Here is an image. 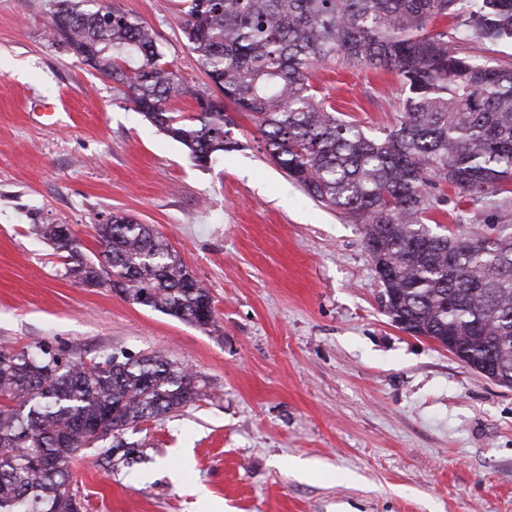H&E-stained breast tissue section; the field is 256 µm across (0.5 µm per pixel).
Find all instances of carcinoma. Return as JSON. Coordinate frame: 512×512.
Masks as SVG:
<instances>
[{
  "instance_id": "carcinoma-1",
  "label": "carcinoma",
  "mask_w": 512,
  "mask_h": 512,
  "mask_svg": "<svg viewBox=\"0 0 512 512\" xmlns=\"http://www.w3.org/2000/svg\"><path fill=\"white\" fill-rule=\"evenodd\" d=\"M49 32L88 49L87 65L126 89L151 124L204 167L230 149L221 102L186 85L155 32L114 8L48 0ZM181 31L224 103L248 113L270 160L322 205L364 224L389 271L391 321L512 388V225L471 237L422 223L442 185L472 205L512 181V63L464 53L512 44V0H183ZM446 20L436 31L430 24ZM394 71L405 87L398 124L369 134L316 95L323 65ZM192 98L197 114L169 109ZM35 234L65 277L199 327L215 324L209 290L150 225L122 213L97 225L98 257L61 224ZM206 395V382L166 355L107 353L85 361L38 345L0 344V512H82L70 464Z\"/></svg>"
}]
</instances>
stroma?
Here are the masks:
<instances>
[{"label": "stroma", "instance_id": "1", "mask_svg": "<svg viewBox=\"0 0 512 512\" xmlns=\"http://www.w3.org/2000/svg\"><path fill=\"white\" fill-rule=\"evenodd\" d=\"M152 28L178 76L219 93L180 31L179 0H88ZM47 0H0V343L90 358L158 351L209 383L202 400L77 456L84 512H512V389L385 314L362 224L272 164L247 114L204 167L49 35ZM319 96L395 126L394 72L322 68ZM58 125L47 126V108ZM437 192L429 227L469 237ZM152 225L209 289L215 327L82 288L31 232L65 224L97 255L98 215Z\"/></svg>", "mask_w": 512, "mask_h": 512}]
</instances>
